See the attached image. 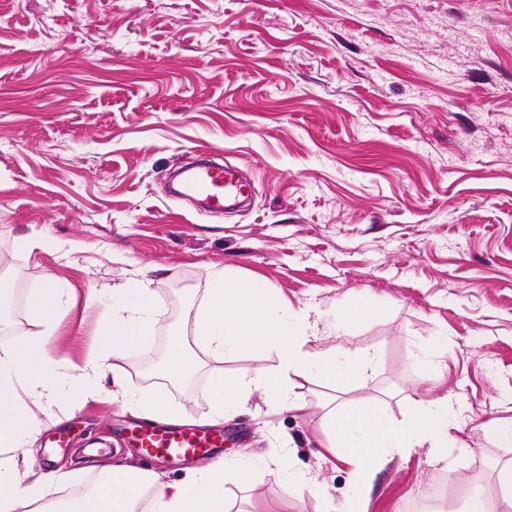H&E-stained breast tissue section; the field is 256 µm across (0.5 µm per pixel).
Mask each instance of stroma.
<instances>
[{
    "label": "stroma",
    "instance_id": "stroma-1",
    "mask_svg": "<svg viewBox=\"0 0 512 512\" xmlns=\"http://www.w3.org/2000/svg\"><path fill=\"white\" fill-rule=\"evenodd\" d=\"M200 151L239 167L247 207L211 214L171 193ZM44 232L53 248L19 249ZM214 264L315 307L332 331L310 350L380 356L348 391L301 383L300 410L256 393L215 426L221 457L264 472L247 491L226 483L237 512H407L439 483L455 512L464 482L492 485L512 460L486 432L512 418V0H0V344L29 332L26 297L49 275L68 289L47 348L63 372L108 354L91 290L141 269L158 311L119 383L37 410L40 439L67 429L72 444L39 447L35 468L89 484L91 438L183 477L185 461L132 442L133 398L163 392L205 429L214 376L247 383L277 363L244 351L199 356L185 384L155 373ZM355 295L377 318L334 330ZM366 394L397 420L456 396L470 448L457 480L419 448L371 459L372 481L354 483L323 416Z\"/></svg>",
    "mask_w": 512,
    "mask_h": 512
}]
</instances>
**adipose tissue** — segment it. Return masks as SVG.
Returning a JSON list of instances; mask_svg holds the SVG:
<instances>
[{
	"label": "adipose tissue",
	"mask_w": 512,
	"mask_h": 512,
	"mask_svg": "<svg viewBox=\"0 0 512 512\" xmlns=\"http://www.w3.org/2000/svg\"><path fill=\"white\" fill-rule=\"evenodd\" d=\"M150 280L140 278L112 287L111 302L98 327L101 339L121 358L131 347L149 346L157 310ZM64 287L46 276L27 300L34 330L0 347V512H231L224 492L226 480L246 488L259 473L245 468L225 470L223 460L186 469L177 482L154 471L135 469L112 458L95 464L97 481L86 492L68 499H50L51 489L67 485L73 474L57 470L47 478L30 479L28 452L41 431L34 409L58 396L60 376L47 355L54 334L53 315L60 310ZM321 317L313 308L289 309L259 281L228 277L214 268L196 307L191 336L176 334L163 367L171 379L189 375L196 352L221 358L246 350L274 354L276 368L257 369L253 386L217 376L210 387L218 412L235 409L252 389L275 404L300 408L293 389L299 381H323L342 388L365 381L379 365L377 354H320L308 350L322 335ZM458 403L451 395L418 405L401 423L387 421L373 398L331 409L324 422L332 448L338 449L355 477L373 478L368 457L404 456L427 449L434 463L451 469L458 450L454 435ZM465 512H512V462L496 469L493 490L472 491Z\"/></svg>",
	"instance_id": "adipose-tissue-1"
}]
</instances>
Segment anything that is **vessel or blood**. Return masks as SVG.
I'll return each instance as SVG.
<instances>
[{
  "mask_svg": "<svg viewBox=\"0 0 512 512\" xmlns=\"http://www.w3.org/2000/svg\"><path fill=\"white\" fill-rule=\"evenodd\" d=\"M184 186L189 193L203 198L208 207L216 212L223 210L226 200L244 190L232 170L211 166L187 169ZM131 435L149 456L174 460L207 456L224 442L220 434L159 424L137 426L132 429Z\"/></svg>",
  "mask_w": 512,
  "mask_h": 512,
  "instance_id": "vessel-or-blood-1",
  "label": "vessel or blood"
}]
</instances>
